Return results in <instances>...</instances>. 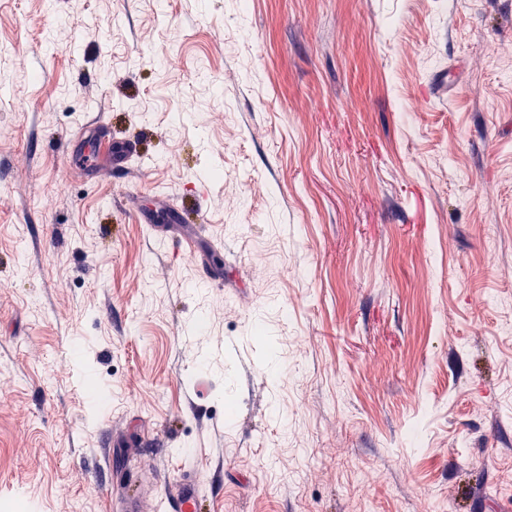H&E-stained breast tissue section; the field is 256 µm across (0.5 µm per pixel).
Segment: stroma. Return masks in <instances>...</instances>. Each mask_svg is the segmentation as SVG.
I'll list each match as a JSON object with an SVG mask.
<instances>
[{"label": "stroma", "mask_w": 512, "mask_h": 512, "mask_svg": "<svg viewBox=\"0 0 512 512\" xmlns=\"http://www.w3.org/2000/svg\"><path fill=\"white\" fill-rule=\"evenodd\" d=\"M1 393L0 512H512V0H0ZM106 154L110 158V168L114 171L126 173L133 154L130 144L119 139L108 141ZM200 483L195 479L182 482L175 487L172 500L168 499L169 512L198 511L201 500Z\"/></svg>", "instance_id": "1"}]
</instances>
